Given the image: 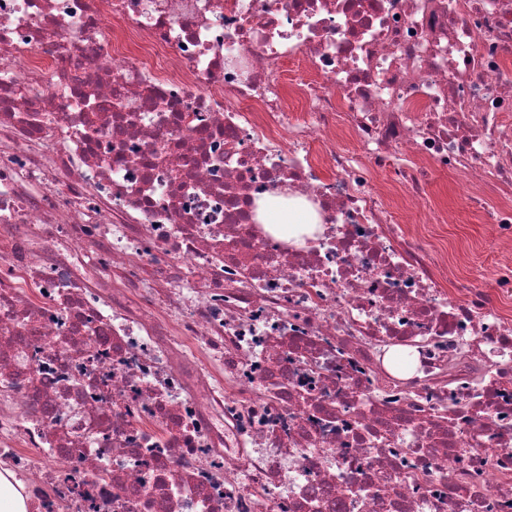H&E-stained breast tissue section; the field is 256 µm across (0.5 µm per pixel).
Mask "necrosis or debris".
I'll return each instance as SVG.
<instances>
[{
  "label": "necrosis or debris",
  "mask_w": 512,
  "mask_h": 512,
  "mask_svg": "<svg viewBox=\"0 0 512 512\" xmlns=\"http://www.w3.org/2000/svg\"><path fill=\"white\" fill-rule=\"evenodd\" d=\"M510 197L512 0H0V463L33 512H512ZM462 178L457 175H438L431 186L437 202L442 207L453 208L456 224H448V238L461 244L460 259L455 272L458 279H468L477 270L487 274V256L494 250L491 244L492 232L481 216L472 211L459 190ZM480 258L477 260L476 258ZM478 261H484L480 268ZM256 218L276 234L288 240L298 239L316 227V216L310 206L302 200H288L266 194L255 202Z\"/></svg>",
  "instance_id": "necrosis-or-debris-1"
}]
</instances>
